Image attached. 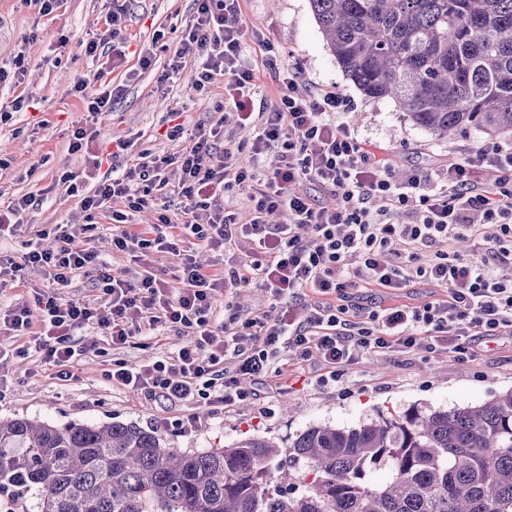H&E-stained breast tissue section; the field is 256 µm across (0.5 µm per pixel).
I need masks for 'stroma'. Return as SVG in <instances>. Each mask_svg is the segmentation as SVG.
Returning a JSON list of instances; mask_svg holds the SVG:
<instances>
[{
	"instance_id": "obj_1",
	"label": "stroma",
	"mask_w": 512,
	"mask_h": 512,
	"mask_svg": "<svg viewBox=\"0 0 512 512\" xmlns=\"http://www.w3.org/2000/svg\"><path fill=\"white\" fill-rule=\"evenodd\" d=\"M112 0H65L53 14L21 6L19 0H0V66L23 56L25 72L19 85L0 87V106L20 94L32 102L31 110L0 123V204L34 194L40 199L29 217L32 229L53 228L78 210L79 200L66 193L59 178L70 172L85 176L86 154L67 150L68 128L85 120L83 103L71 89L87 80L89 91L105 85H123L111 111L99 113L100 142L137 137L139 147L160 155L183 148L169 140L163 120L179 111L186 134L197 125L218 120L215 110L224 91L216 80L213 94L198 96L192 89L194 69L185 66L168 83L174 54L171 46L179 30L193 16L194 0H126L127 27L122 54L99 59L84 53L86 42L103 28ZM244 26L263 34L277 46L284 66L302 73L304 92H339L344 105L338 115L356 138L392 170L415 168L432 175L449 164L477 158L490 142L471 128L440 138L414 125L391 99H370L346 79L330 54L312 13L309 0H240ZM164 32V48H155L156 32ZM154 48L153 70L137 73L140 51ZM360 303L381 307H419L446 298L442 288L421 283L392 292L383 288H356ZM189 342L188 336L163 331L146 349H112L103 336H94L76 369V380L54 378L39 355L0 363V418L28 417L65 423L131 422L155 431L164 443L187 451L221 448L246 437H264L288 448L308 427L331 424L351 428L410 408L427 412L479 405L512 389V338L502 336L477 343L472 361L455 354H430L423 349L387 352L349 369L342 382L323 384L313 367L289 358L284 366L287 382L275 375L244 381L246 400L232 405L170 403L140 392L113 386L103 378L112 360L133 363L169 357Z\"/></svg>"
}]
</instances>
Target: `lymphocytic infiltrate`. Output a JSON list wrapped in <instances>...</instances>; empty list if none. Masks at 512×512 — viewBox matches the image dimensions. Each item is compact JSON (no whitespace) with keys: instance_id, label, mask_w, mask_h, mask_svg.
<instances>
[{"instance_id":"obj_1","label":"lymphocytic infiltrate","mask_w":512,"mask_h":512,"mask_svg":"<svg viewBox=\"0 0 512 512\" xmlns=\"http://www.w3.org/2000/svg\"><path fill=\"white\" fill-rule=\"evenodd\" d=\"M195 11L180 31L177 66L193 65L196 92H209L224 76L222 110L240 124L255 123L252 140L233 143L223 123L200 126L184 137L182 125L170 140L187 138L176 154L136 150L131 138L112 146L130 157L126 170L101 179L92 156L86 180L65 173L60 181L78 197L70 217L82 231L97 229L99 215L112 222V250L139 264L134 278L114 274L97 249L78 246L68 232L36 231L24 243L21 261L0 255V288L17 280L23 267L46 271L52 292L33 302L0 308V335L26 343L13 356L42 353L58 380L75 377L86 348L78 333L91 327L113 349L133 346L158 327L191 336L175 356L149 362L113 361L107 381L166 400L233 404L247 399L241 378L281 371L286 353L326 370L339 382L350 366L392 348L411 349L424 341L429 352L448 351L471 359L476 339L512 335V143L495 142L477 160L465 159L438 172L436 181L416 169L395 175L338 122L340 95L334 91L297 95L296 70L266 64L280 96L265 112L248 103L259 79L244 58L247 34L239 25V0H194ZM87 113L73 125L68 150L87 151L97 136V115L112 109L121 87L98 92L86 81L73 87ZM248 153L247 165L229 170L233 153ZM315 181L326 190L322 202L292 193L297 181ZM441 190H434V182ZM246 191L249 219L227 210V196ZM174 193L183 200L178 217L159 213L145 232L134 230L138 214ZM281 224L269 223L272 213ZM53 245H45V238ZM240 237L251 240L249 263L227 274L204 273L193 255H183L178 288H169L149 269L153 254L172 252L176 239L213 250ZM480 237L481 251L462 257L451 242ZM92 277L95 299L63 300L57 291L80 275ZM259 281L279 303L276 316L216 322L213 299L226 287ZM413 282L446 288L447 300L420 307L384 308L351 301L349 288L392 291ZM311 290L313 302L302 303ZM224 331L216 344L215 327Z\"/></svg>"}]
</instances>
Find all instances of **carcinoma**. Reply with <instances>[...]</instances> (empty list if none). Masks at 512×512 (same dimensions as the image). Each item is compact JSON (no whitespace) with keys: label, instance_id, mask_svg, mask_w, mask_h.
Here are the masks:
<instances>
[{"label":"carcinoma","instance_id":"carcinoma-1","mask_svg":"<svg viewBox=\"0 0 512 512\" xmlns=\"http://www.w3.org/2000/svg\"><path fill=\"white\" fill-rule=\"evenodd\" d=\"M310 5L365 96L394 100L440 138L470 127L512 137V0ZM281 454L261 438L185 451L120 421L0 420V487L32 512H512V390L476 407L317 425L288 462ZM379 469L388 475L376 483Z\"/></svg>","mask_w":512,"mask_h":512}]
</instances>
